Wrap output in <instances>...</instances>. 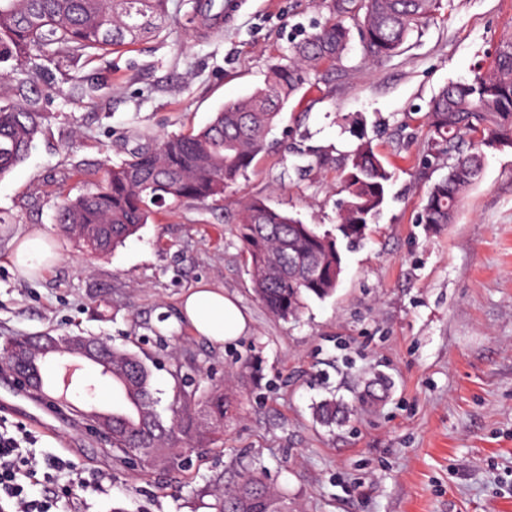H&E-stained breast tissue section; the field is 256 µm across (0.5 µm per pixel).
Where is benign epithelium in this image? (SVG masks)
I'll use <instances>...</instances> for the list:
<instances>
[{
  "label": "benign epithelium",
  "instance_id": "benign-epithelium-1",
  "mask_svg": "<svg viewBox=\"0 0 512 512\" xmlns=\"http://www.w3.org/2000/svg\"><path fill=\"white\" fill-rule=\"evenodd\" d=\"M5 356L3 366L10 370L13 381L25 391L31 390L41 381L42 364L57 356L66 359L62 363L63 376L71 381L78 363H93L101 370L112 373V357L103 350L97 340L86 336H53L45 333L40 336H27L7 345L0 352ZM91 426L95 431L109 437L112 434V414L90 413Z\"/></svg>",
  "mask_w": 512,
  "mask_h": 512
}]
</instances>
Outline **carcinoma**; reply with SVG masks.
Masks as SVG:
<instances>
[{
    "mask_svg": "<svg viewBox=\"0 0 512 512\" xmlns=\"http://www.w3.org/2000/svg\"><path fill=\"white\" fill-rule=\"evenodd\" d=\"M441 6L442 0H324L325 22L291 55L271 62L263 86L224 105L205 128L159 137L104 167L94 190L60 198L55 223L77 245L101 255L123 244L161 209L173 212L187 203L224 198L264 152L288 101L323 69L341 62L354 35L368 58H390ZM172 24L169 0H0V179L27 159L50 118V66H58L64 55L77 63L98 51L158 37ZM102 88L87 79L71 85L69 95L93 100ZM425 127L427 158L441 161L449 151L458 152L448 173L422 199L420 223L439 229L455 222L465 193L479 178L483 148H512V43L473 79L442 87L429 103ZM391 178L369 144L347 158L336 214V230L343 237L366 236ZM235 223L253 291L273 317L294 319L306 299L336 292L343 268L332 234L259 197L235 203ZM232 378L233 372H224L205 396L210 423L196 421V396L188 387L177 395L166 423L157 410L151 369L137 354L112 349V383L129 405L112 407L113 460L128 465L131 449L150 448L142 464L164 467L171 457L192 452L200 440H217L231 408ZM315 416L334 427L350 411L331 398L316 406ZM214 497L215 512H288V497L267 485L255 465L236 471Z\"/></svg>",
    "mask_w": 512,
    "mask_h": 512,
    "instance_id": "carcinoma-1",
    "label": "carcinoma"
}]
</instances>
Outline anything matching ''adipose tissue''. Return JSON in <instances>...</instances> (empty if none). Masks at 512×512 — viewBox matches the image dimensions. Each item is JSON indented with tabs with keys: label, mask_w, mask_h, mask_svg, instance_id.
<instances>
[{
	"label": "adipose tissue",
	"mask_w": 512,
	"mask_h": 512,
	"mask_svg": "<svg viewBox=\"0 0 512 512\" xmlns=\"http://www.w3.org/2000/svg\"><path fill=\"white\" fill-rule=\"evenodd\" d=\"M180 317L197 335L217 345L236 341L249 328L235 298L206 283L197 284L183 296Z\"/></svg>",
	"instance_id": "obj_1"
}]
</instances>
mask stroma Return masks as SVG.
<instances>
[{"mask_svg":"<svg viewBox=\"0 0 512 512\" xmlns=\"http://www.w3.org/2000/svg\"><path fill=\"white\" fill-rule=\"evenodd\" d=\"M321 0H226L224 23L185 36L99 53L69 72L105 86L92 102L54 98L28 159L0 180V341L10 336H103L152 369L158 410L170 418L173 362L233 369L243 397L224 436L192 470L115 465L79 417L32 425L37 452L104 476L88 512H214L213 493L237 462L260 464L296 512H512V149L486 150L455 223L432 234L417 221L427 187L447 174L425 159V114L449 83L472 79L512 42V0H444L399 53L368 60L352 41L342 63L285 108L246 178L226 198L158 213L122 246L90 256L54 223L61 196L93 190L105 164L148 139L208 125L224 104L263 85L267 68L322 25ZM368 143L392 173L368 238L338 239L335 294L299 316H271L255 297L232 222L233 202L261 197L319 230L332 229L336 176ZM45 235L53 267L26 276L21 240ZM206 282L250 319L224 345L181 322L183 295ZM389 392L357 398L376 376ZM353 406L328 431L313 406Z\"/></svg>","mask_w":512,"mask_h":512,"instance_id":"stroma-1","label":"stroma"}]
</instances>
